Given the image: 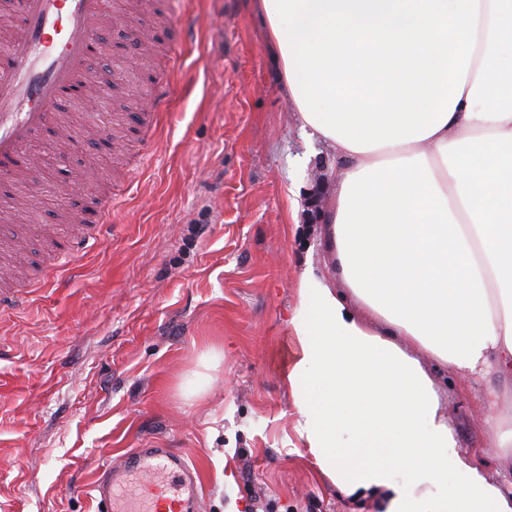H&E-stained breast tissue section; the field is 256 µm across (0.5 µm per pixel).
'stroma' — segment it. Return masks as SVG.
I'll return each instance as SVG.
<instances>
[{"label":"stroma","instance_id":"1","mask_svg":"<svg viewBox=\"0 0 512 512\" xmlns=\"http://www.w3.org/2000/svg\"><path fill=\"white\" fill-rule=\"evenodd\" d=\"M171 9L102 0L109 21L86 68L97 78L114 65L113 107L94 124L120 150L34 139L28 152L68 159L30 195L26 221L0 215V265L25 291L0 307V512H101L89 485L138 448L186 454L201 512H383L317 473L283 381L299 275L336 267L328 221L345 161L297 122L253 0H183L187 29ZM128 16L161 51L132 50ZM158 78L167 103L151 135L126 95L134 84L150 99ZM79 166L112 196L95 246L58 221L83 202L60 192ZM60 241L73 261L53 271ZM211 346L210 385L186 397L181 382ZM429 371L459 449L497 474L489 426L512 415V375Z\"/></svg>","mask_w":512,"mask_h":512}]
</instances>
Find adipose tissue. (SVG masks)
I'll return each instance as SVG.
<instances>
[{"label": "adipose tissue", "instance_id": "obj_1", "mask_svg": "<svg viewBox=\"0 0 512 512\" xmlns=\"http://www.w3.org/2000/svg\"><path fill=\"white\" fill-rule=\"evenodd\" d=\"M292 110L347 164L339 278L304 269L296 430L385 512H512L425 362L512 371V0H257Z\"/></svg>", "mask_w": 512, "mask_h": 512}]
</instances>
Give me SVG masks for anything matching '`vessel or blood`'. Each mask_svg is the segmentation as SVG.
<instances>
[{"mask_svg":"<svg viewBox=\"0 0 512 512\" xmlns=\"http://www.w3.org/2000/svg\"><path fill=\"white\" fill-rule=\"evenodd\" d=\"M23 34L0 44V177L28 162L33 134L56 119L59 97L78 91L101 0H22ZM94 490L106 512H192L199 486L182 453L138 449L104 470Z\"/></svg>","mask_w":512,"mask_h":512,"instance_id":"1","label":"vessel or blood"}]
</instances>
